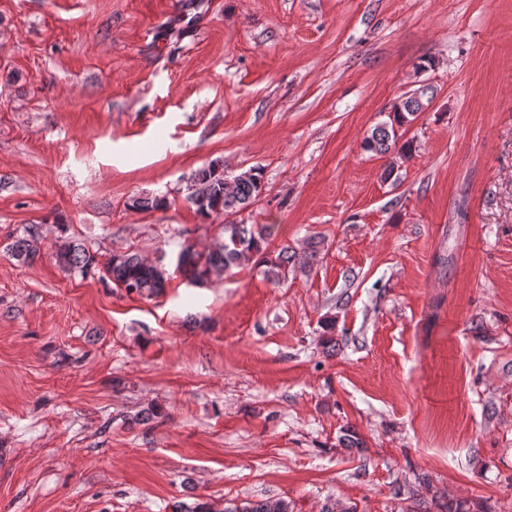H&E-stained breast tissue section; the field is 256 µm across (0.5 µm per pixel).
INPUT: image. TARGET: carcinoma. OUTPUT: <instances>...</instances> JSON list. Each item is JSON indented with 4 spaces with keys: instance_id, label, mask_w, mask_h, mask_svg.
<instances>
[{
    "instance_id": "1",
    "label": "carcinoma",
    "mask_w": 512,
    "mask_h": 512,
    "mask_svg": "<svg viewBox=\"0 0 512 512\" xmlns=\"http://www.w3.org/2000/svg\"><path fill=\"white\" fill-rule=\"evenodd\" d=\"M434 98V89L427 86L420 92H414L396 102L388 120L376 125L365 137L366 150L386 155L394 150L402 155H410L415 150L414 140L399 142L397 131L411 125ZM265 189L262 173L251 168L231 179L224 173L210 167L191 177L190 202L203 217L224 215V239L215 248L200 251L190 242H185L176 258L175 270L188 282L202 285L212 277L233 268L249 264L255 257L267 249L272 235L268 224H246L229 220L233 214L240 213L255 204ZM166 205L163 197H136L131 199L130 208L137 211H150ZM16 258L30 260L34 258L33 235L19 237L12 245ZM55 258L63 268L88 275L97 268L96 256L88 249L73 241H61L55 245ZM295 260V255L283 248L277 257L264 260L265 278L280 283L285 276L288 265ZM104 277L116 287L140 296H159L167 286L169 272L162 261L148 262L142 256L132 253H114L103 269ZM433 503L438 512H472L465 501H455L447 495L435 498ZM174 512H289L288 502L282 499L259 501L243 508L226 507L215 510L209 503L194 507H180Z\"/></svg>"
}]
</instances>
